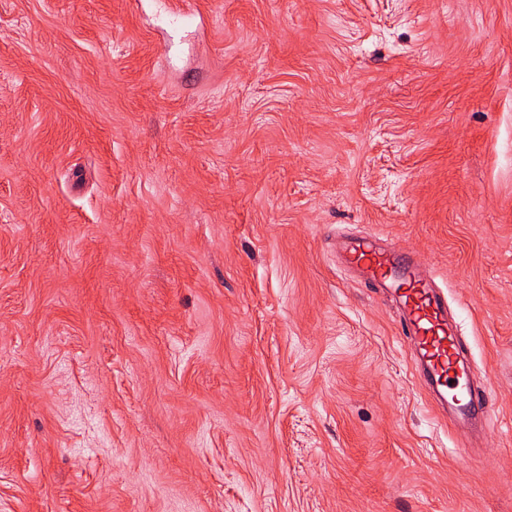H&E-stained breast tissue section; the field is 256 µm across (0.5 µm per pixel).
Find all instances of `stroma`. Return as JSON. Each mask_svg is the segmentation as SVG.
I'll return each instance as SVG.
<instances>
[{
  "label": "stroma",
  "mask_w": 512,
  "mask_h": 512,
  "mask_svg": "<svg viewBox=\"0 0 512 512\" xmlns=\"http://www.w3.org/2000/svg\"><path fill=\"white\" fill-rule=\"evenodd\" d=\"M0 512H512V0H0ZM382 241L373 235L341 237L336 249L360 278L395 303L402 334L425 366L424 382L453 408L457 421L480 422L484 428L489 419L483 398L487 387L474 383L461 357L464 344L448 317V294L413 254L392 251Z\"/></svg>",
  "instance_id": "1"
}]
</instances>
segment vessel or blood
<instances>
[{"label":"vessel or blood","instance_id":"1","mask_svg":"<svg viewBox=\"0 0 512 512\" xmlns=\"http://www.w3.org/2000/svg\"><path fill=\"white\" fill-rule=\"evenodd\" d=\"M336 249L360 278L391 297L402 333L425 367L424 382L452 407L455 419L487 423L486 387L471 378L462 338L448 316V295L432 274L413 254L392 251L373 235L339 238Z\"/></svg>","mask_w":512,"mask_h":512}]
</instances>
